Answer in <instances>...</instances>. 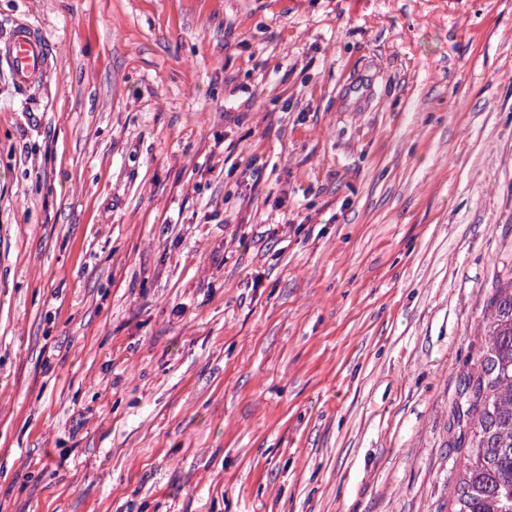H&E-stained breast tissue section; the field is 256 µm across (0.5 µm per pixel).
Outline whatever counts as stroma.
Wrapping results in <instances>:
<instances>
[{
  "instance_id": "obj_1",
  "label": "stroma",
  "mask_w": 512,
  "mask_h": 512,
  "mask_svg": "<svg viewBox=\"0 0 512 512\" xmlns=\"http://www.w3.org/2000/svg\"><path fill=\"white\" fill-rule=\"evenodd\" d=\"M19 17L53 55L0 70V512H451L512 0Z\"/></svg>"
}]
</instances>
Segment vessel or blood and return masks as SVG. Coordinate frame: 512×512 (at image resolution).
I'll use <instances>...</instances> for the list:
<instances>
[{
  "instance_id": "obj_1",
  "label": "vessel or blood",
  "mask_w": 512,
  "mask_h": 512,
  "mask_svg": "<svg viewBox=\"0 0 512 512\" xmlns=\"http://www.w3.org/2000/svg\"><path fill=\"white\" fill-rule=\"evenodd\" d=\"M51 45L41 29L16 21L0 36V64L8 68L20 91L31 89L48 69Z\"/></svg>"
}]
</instances>
